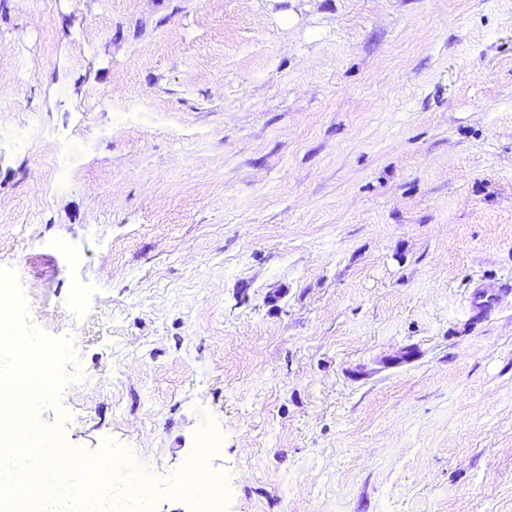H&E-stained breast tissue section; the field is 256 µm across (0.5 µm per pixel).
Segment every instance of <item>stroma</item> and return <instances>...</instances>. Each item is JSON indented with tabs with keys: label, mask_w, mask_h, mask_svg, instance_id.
<instances>
[{
	"label": "stroma",
	"mask_w": 512,
	"mask_h": 512,
	"mask_svg": "<svg viewBox=\"0 0 512 512\" xmlns=\"http://www.w3.org/2000/svg\"><path fill=\"white\" fill-rule=\"evenodd\" d=\"M0 270L152 512H512V0H0ZM512 295V284H478L471 296L472 317L476 321L487 319L498 304ZM179 492L188 491L195 503V512H224V479L222 477L203 476L193 486L185 477L171 484Z\"/></svg>",
	"instance_id": "obj_1"
}]
</instances>
